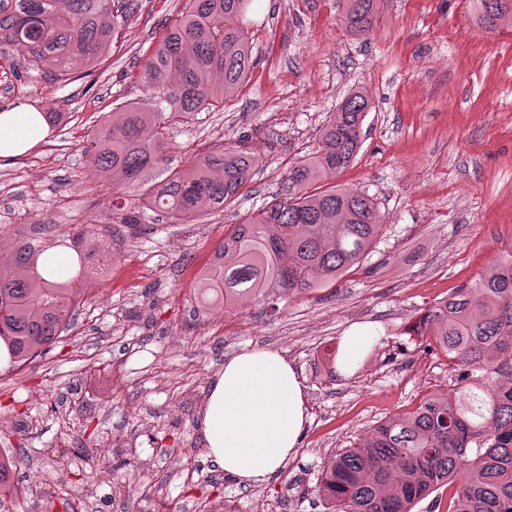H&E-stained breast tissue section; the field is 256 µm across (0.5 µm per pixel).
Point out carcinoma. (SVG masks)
I'll return each instance as SVG.
<instances>
[{
	"label": "carcinoma",
	"mask_w": 512,
	"mask_h": 512,
	"mask_svg": "<svg viewBox=\"0 0 512 512\" xmlns=\"http://www.w3.org/2000/svg\"><path fill=\"white\" fill-rule=\"evenodd\" d=\"M249 0H185L182 14L143 58L145 101L121 103L118 118L88 137L85 153L99 178L135 189L161 168L167 132L224 98L254 66L248 30L234 23ZM352 35L378 21L382 0H340ZM476 24L512 27V0H474ZM116 0H0V46L24 49L30 66L58 80L81 62L96 67L112 49ZM372 103L355 91L320 130L317 149L288 166L272 201L224 235L194 288L197 304L224 307L263 296L327 288L360 267L384 229L374 197L330 179L362 146ZM255 160L240 146L163 169L147 206L177 222L243 195ZM44 253L28 243L0 263V337L15 363L45 354L78 306L71 279L38 272ZM103 270L112 248L88 252ZM421 336L456 366L450 395L432 394L404 416L388 418L350 448L327 459L315 486L322 512H412L443 486L446 512H512V250L490 272L428 307Z\"/></svg>",
	"instance_id": "obj_1"
}]
</instances>
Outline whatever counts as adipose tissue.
Returning <instances> with one entry per match:
<instances>
[{
    "label": "adipose tissue",
    "mask_w": 512,
    "mask_h": 512,
    "mask_svg": "<svg viewBox=\"0 0 512 512\" xmlns=\"http://www.w3.org/2000/svg\"><path fill=\"white\" fill-rule=\"evenodd\" d=\"M50 133L37 107L0 111V159L26 154ZM308 418L304 387L281 351L246 347L209 382L200 428L214 461L247 485L282 472Z\"/></svg>",
    "instance_id": "1"
}]
</instances>
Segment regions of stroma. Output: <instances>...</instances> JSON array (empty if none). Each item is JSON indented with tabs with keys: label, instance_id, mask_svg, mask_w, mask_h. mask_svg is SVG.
<instances>
[{
	"label": "stroma",
	"instance_id": "35a3bbf8",
	"mask_svg": "<svg viewBox=\"0 0 512 512\" xmlns=\"http://www.w3.org/2000/svg\"><path fill=\"white\" fill-rule=\"evenodd\" d=\"M98 66L69 81L17 73L0 50V110L62 113L48 141L0 160V256L31 241L85 250L82 225L107 226L112 265L74 274L82 302L63 342L0 372V456L19 458L0 512H319L321 466L377 423L452 392L446 357L410 329L512 249V30L486 31L470 0H385L373 30L347 34L339 0H251L256 65L222 108L171 125L167 158L239 144L257 159L246 195L175 224L91 174L94 125L142 97L137 62L184 0H138ZM372 108L356 160L335 183L368 192L385 222L359 271L292 294L277 308L195 312L192 290L230 225L269 202L288 165L352 91ZM123 193L125 207L112 199ZM354 325L376 341L353 377L324 356ZM283 352L302 380L309 421L287 468L241 486L206 454L199 416L210 378L243 347Z\"/></svg>",
	"mask_w": 512,
	"mask_h": 512
}]
</instances>
